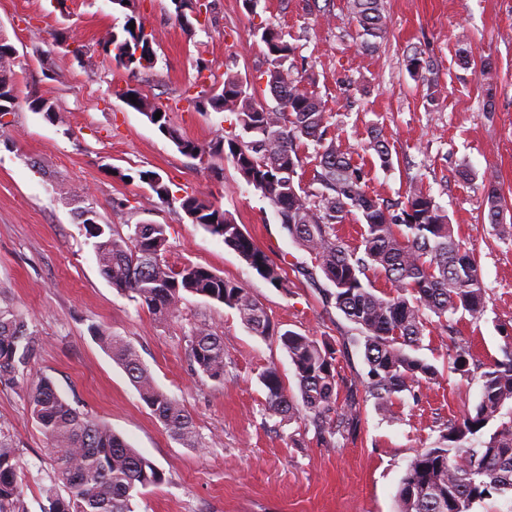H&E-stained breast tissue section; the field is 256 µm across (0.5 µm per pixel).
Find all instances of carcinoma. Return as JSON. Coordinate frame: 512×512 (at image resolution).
Wrapping results in <instances>:
<instances>
[{"label": "carcinoma", "instance_id": "1", "mask_svg": "<svg viewBox=\"0 0 512 512\" xmlns=\"http://www.w3.org/2000/svg\"><path fill=\"white\" fill-rule=\"evenodd\" d=\"M112 10L123 13L125 21L106 32L98 42L100 51L118 69L153 70L157 57L143 61L124 52L144 36L140 16L123 0H112ZM347 10L358 27L359 47L375 49L388 27L382 0H348ZM251 36L261 43L265 68L259 79L274 104L229 69L223 85L206 84L208 66L202 59L196 61V93L189 97L204 112L234 114V131L206 145L190 140L171 125V108L156 104L138 89L132 91L136 103L130 108L145 115L181 154H207L231 162L241 179L269 201L291 239L310 256L311 265H297L295 272L314 284L322 274L331 284L321 289L323 303L342 312L360 332L346 337L345 343L363 344L368 380L340 378L342 350L328 340L280 331L242 285L191 263L170 265L165 258L167 225L129 224L128 233L122 234L99 223L97 211L87 204L78 218L101 273L118 292L161 320L181 314L184 295H202L236 311L255 335L277 337L295 367L300 399L288 395L278 371L270 367L260 375L266 389L264 410L268 417L282 420L304 414L315 427L317 441L329 447L340 445L357 429L358 386L383 415L396 419L394 405L400 394L413 395L415 387L436 378V367L417 355L429 326L436 324L447 335L453 373L463 378L480 373V396L473 409L440 428L434 446L411 460L397 490V512H473L475 505L494 497L512 501V420L503 421V409L512 405V329L505 330L503 358L487 365L475 358L471 342L457 328L467 316L474 322L482 319L487 308L474 253L455 235L445 210L420 182H410L403 200L394 205L371 195L365 168L352 161L331 131L332 115L313 90L314 76L297 65V47L269 23L253 28ZM13 63L9 43L0 42V129L6 125L4 118L22 105L49 121L63 122L48 99L32 93L20 97ZM407 67L421 82H435L418 54L407 57ZM309 146L315 164L306 184L303 150ZM365 150L376 154L380 166L392 165L379 133L371 132ZM139 178L161 202H169L171 191L157 172L142 171ZM485 186L489 224L500 227L505 199L493 178H487ZM178 202L192 223L238 253L271 285L286 286V270L270 263L221 207L198 194L187 193ZM350 217L360 223L361 250L349 248L337 235L336 226ZM373 275L383 277L394 291L377 290ZM94 334L170 435L187 448L200 447L192 417L156 386L136 351L104 329ZM34 346L24 314L9 303L0 304V382L16 380L28 366ZM186 353L204 375L224 379V341L209 326H194ZM29 404L53 452L51 483L41 486L47 502L42 512H135L144 490L163 483L161 469L122 435L73 408L50 378L41 376L33 382ZM0 512H27L15 449L1 430Z\"/></svg>", "mask_w": 512, "mask_h": 512}]
</instances>
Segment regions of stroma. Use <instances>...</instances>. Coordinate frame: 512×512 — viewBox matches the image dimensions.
<instances>
[{
    "label": "stroma",
    "instance_id": "1",
    "mask_svg": "<svg viewBox=\"0 0 512 512\" xmlns=\"http://www.w3.org/2000/svg\"><path fill=\"white\" fill-rule=\"evenodd\" d=\"M389 27L378 48H359L346 20V0H260L247 14L242 0H207L206 28L186 32L171 0H134L151 35L154 70L131 74L100 54L98 41L123 14L107 0H0V36L17 50L13 77L21 93L52 101L63 120L53 123L19 108L0 131V297L25 314L35 350L24 375L0 384V428L16 451L28 512H41L42 483L53 471L49 441L28 399L36 376L52 379L70 404L120 433L158 466L164 482L146 490L137 512H396L404 472L433 446L441 423L478 401L480 378L450 372L439 329L420 350L436 380L404 396L400 417L386 419L362 402L360 426L338 448L317 443L312 424L268 419L261 373L276 367L297 393L294 366L281 343L254 335L238 314L209 298L189 295L179 318L162 321L101 274L77 217L76 189L93 203L101 223L167 227L170 265L206 267L247 288L280 330L341 342L353 323L304 277L289 273L286 287L262 278L237 253L191 223L177 203L200 192L229 213L278 265L308 262L260 192L227 160L182 155L156 126L129 108L123 93L135 86L169 104L194 83L205 60L219 83L225 69L254 84L264 68L251 28L273 23L299 47L316 78L315 90L332 112L337 141L364 164L367 189L396 202L410 180L429 187L479 261L490 297L479 322L458 327L481 361L501 357V329L512 325V240L502 239L483 212V184L495 177L512 224V0H384ZM87 54L76 59L74 44ZM420 53L435 73L426 86L408 70ZM170 121L205 144L231 131L228 112L183 108ZM378 128L392 155L381 168L364 151ZM159 173L173 202L152 195L139 179ZM224 341V378L195 370L186 337L199 323ZM97 326L123 337L157 386L192 415L200 447L173 439L140 399L123 368L93 337Z\"/></svg>",
    "mask_w": 512,
    "mask_h": 512
}]
</instances>
